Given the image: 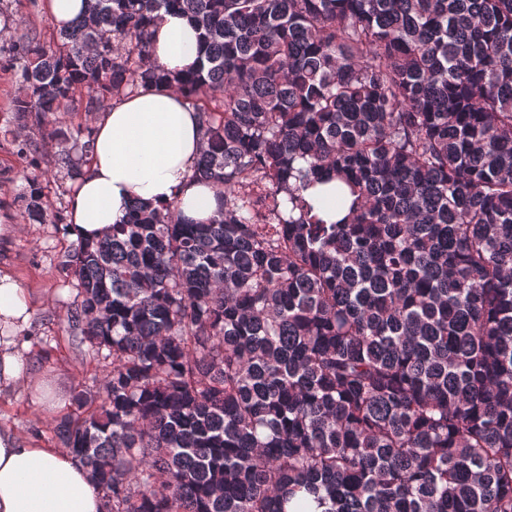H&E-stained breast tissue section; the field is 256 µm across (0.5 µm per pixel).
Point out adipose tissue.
<instances>
[{
	"label": "adipose tissue",
	"mask_w": 512,
	"mask_h": 512,
	"mask_svg": "<svg viewBox=\"0 0 512 512\" xmlns=\"http://www.w3.org/2000/svg\"><path fill=\"white\" fill-rule=\"evenodd\" d=\"M149 43V64L172 73L198 59L197 30L179 11L161 15ZM201 149L199 114L169 83H148L113 102L92 123L90 163L68 199L70 239L102 237L137 201L175 203L192 222L217 216L223 194L192 176ZM32 315L25 289L0 270V394L46 386L22 351ZM0 512H106V502L70 448H37L0 425Z\"/></svg>",
	"instance_id": "ef3b65f1"
}]
</instances>
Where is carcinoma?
<instances>
[{
  "label": "carcinoma",
  "mask_w": 512,
  "mask_h": 512,
  "mask_svg": "<svg viewBox=\"0 0 512 512\" xmlns=\"http://www.w3.org/2000/svg\"><path fill=\"white\" fill-rule=\"evenodd\" d=\"M87 2L0 45L14 121L167 79L224 193L199 224L136 202L68 255L106 375L52 431L108 512H512V0ZM170 10L203 43L172 78L146 66Z\"/></svg>",
  "instance_id": "1"
}]
</instances>
